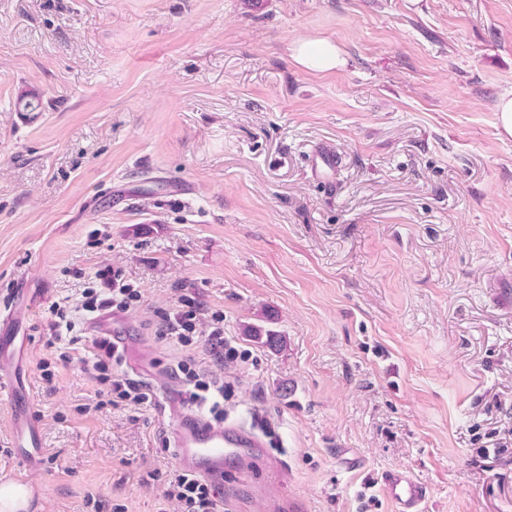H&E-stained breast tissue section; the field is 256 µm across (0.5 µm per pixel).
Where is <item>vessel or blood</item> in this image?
<instances>
[{
    "instance_id": "b4317fda",
    "label": "vessel or blood",
    "mask_w": 512,
    "mask_h": 512,
    "mask_svg": "<svg viewBox=\"0 0 512 512\" xmlns=\"http://www.w3.org/2000/svg\"><path fill=\"white\" fill-rule=\"evenodd\" d=\"M312 176L325 189L334 190L336 171L341 157L334 147L318 143L313 145L308 156ZM12 321L11 316L0 317V392L12 394L16 384L6 371L8 357L5 332ZM120 318L105 313L92 322L88 333L91 337H115L119 332ZM168 402L177 416L171 425L173 446L183 469L209 480L221 479L224 475V459L236 456L248 459L264 441L255 431L239 424L215 426L208 423L198 412L186 407L178 391L168 393ZM13 442L25 468L38 463L42 452L38 428L28 408L17 410L13 430ZM384 489L393 502L396 512H424L429 493L425 486L404 471H393L384 479Z\"/></svg>"
}]
</instances>
